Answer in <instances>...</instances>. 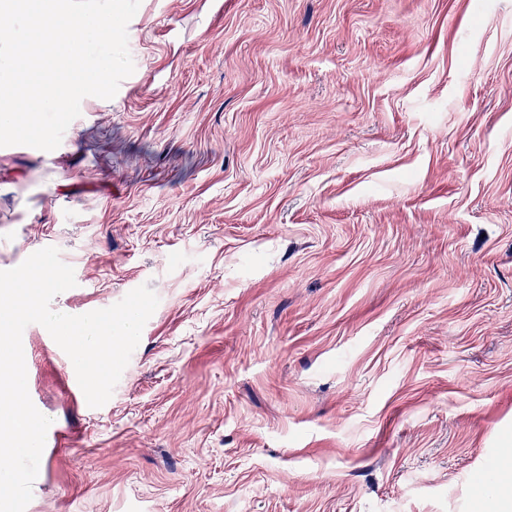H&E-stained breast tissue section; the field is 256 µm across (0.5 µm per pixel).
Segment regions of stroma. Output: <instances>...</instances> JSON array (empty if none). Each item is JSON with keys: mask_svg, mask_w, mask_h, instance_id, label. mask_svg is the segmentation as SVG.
Returning <instances> with one entry per match:
<instances>
[{"mask_svg": "<svg viewBox=\"0 0 512 512\" xmlns=\"http://www.w3.org/2000/svg\"><path fill=\"white\" fill-rule=\"evenodd\" d=\"M135 71L0 147V270L159 298L26 512H495L512 448V0H141Z\"/></svg>", "mask_w": 512, "mask_h": 512, "instance_id": "stroma-1", "label": "stroma"}]
</instances>
